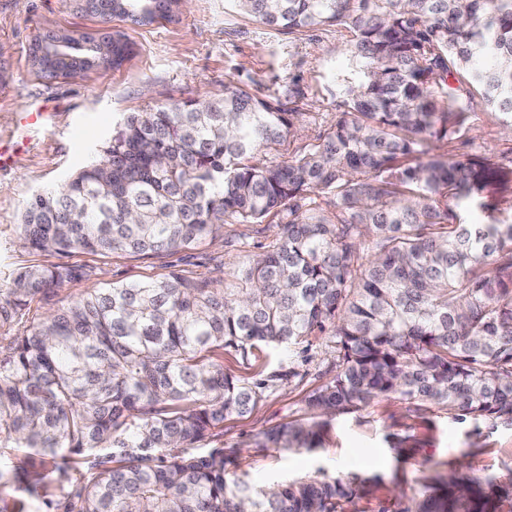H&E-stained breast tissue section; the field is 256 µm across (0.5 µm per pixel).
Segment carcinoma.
<instances>
[{
  "instance_id": "obj_1",
  "label": "carcinoma",
  "mask_w": 512,
  "mask_h": 512,
  "mask_svg": "<svg viewBox=\"0 0 512 512\" xmlns=\"http://www.w3.org/2000/svg\"><path fill=\"white\" fill-rule=\"evenodd\" d=\"M293 34H353L356 74L319 142L252 162L291 135L296 109L232 82L224 95L122 119L88 165L24 208L23 248L59 255L195 249L226 224L277 237L225 285L171 270L66 300L1 336L0 452L65 456L54 512H345L352 489L304 477L256 487L227 476L224 449L173 453L249 413L265 390L224 371L265 347L328 335L336 374L306 399L310 420L260 433L262 448L312 449L328 418L398 394L455 415L512 424V217L494 195L512 167L429 153L461 131L459 98L512 131V0H233ZM140 24L167 0H126ZM329 195V212L309 208ZM487 217L468 224L463 212ZM87 276L67 263L15 269L0 328L41 294ZM398 512H497L481 483L454 476Z\"/></svg>"
}]
</instances>
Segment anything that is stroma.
I'll list each match as a JSON object with an SVG mask.
<instances>
[{"mask_svg":"<svg viewBox=\"0 0 512 512\" xmlns=\"http://www.w3.org/2000/svg\"><path fill=\"white\" fill-rule=\"evenodd\" d=\"M105 28L132 45L120 67L94 68L78 80L44 78L32 68L29 51L36 38L52 31L81 34ZM351 44L352 34L344 28L275 30L239 13L232 0H190L187 9L169 19L142 26L116 18L106 27L85 11L83 0H0V148L5 151L0 157V277L18 267L54 263V256L18 245L24 206L86 166L124 114L218 98L228 80L261 96L285 94L296 84L303 95L296 103L300 118L293 137L259 155L260 163L276 164L333 123L355 66ZM460 104L468 112L466 125L452 139L437 142V153L512 164V134L505 133L499 114L465 98ZM29 107L46 117L24 129L18 114ZM276 232L272 224H228L215 239L173 255L70 256V263L90 267V277L39 295L11 330H25L63 297L108 282L175 270L188 278L205 275L232 283L240 267L274 243ZM334 357L332 343L323 336L266 349L250 367L225 357L226 369L238 376L281 365L295 367L298 376L266 391L251 413L229 417L223 434L196 444L192 455L230 451V474L255 486L305 476L341 480L356 491L345 512H381L396 497L419 494L425 484L451 473L493 480L499 488L498 512H512V425L461 420L435 405L416 412L395 394L337 415L320 447H258L260 432L308 420L305 400L330 377Z\"/></svg>","mask_w":512,"mask_h":512,"instance_id":"stroma-1","label":"stroma"}]
</instances>
